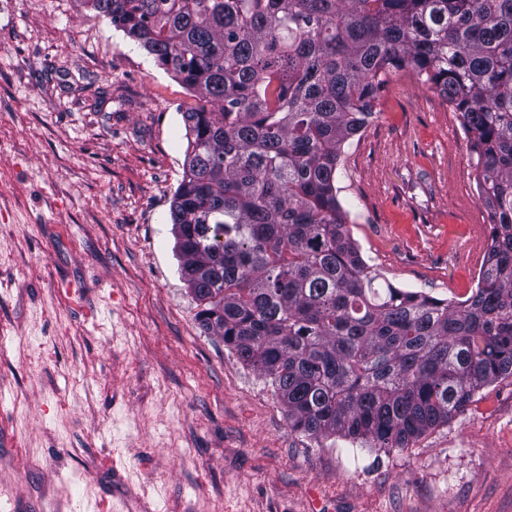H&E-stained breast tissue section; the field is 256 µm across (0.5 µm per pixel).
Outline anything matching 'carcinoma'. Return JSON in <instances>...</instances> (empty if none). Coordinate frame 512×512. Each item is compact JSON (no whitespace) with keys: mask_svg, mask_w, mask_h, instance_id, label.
I'll return each instance as SVG.
<instances>
[{"mask_svg":"<svg viewBox=\"0 0 512 512\" xmlns=\"http://www.w3.org/2000/svg\"><path fill=\"white\" fill-rule=\"evenodd\" d=\"M178 79L170 218L207 333L270 380L292 430L406 448L512 376V0H81ZM458 112L490 235L448 301L372 271L337 196L388 76Z\"/></svg>","mask_w":512,"mask_h":512,"instance_id":"cac0c4a2","label":"carcinoma"}]
</instances>
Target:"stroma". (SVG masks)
<instances>
[{
  "label": "stroma",
  "instance_id": "stroma-1",
  "mask_svg": "<svg viewBox=\"0 0 512 512\" xmlns=\"http://www.w3.org/2000/svg\"><path fill=\"white\" fill-rule=\"evenodd\" d=\"M192 101L78 0H0V512H512V376L385 451L291 430L204 333L170 220ZM336 185L374 269L471 295L488 215L457 113L412 70Z\"/></svg>",
  "mask_w": 512,
  "mask_h": 512
}]
</instances>
